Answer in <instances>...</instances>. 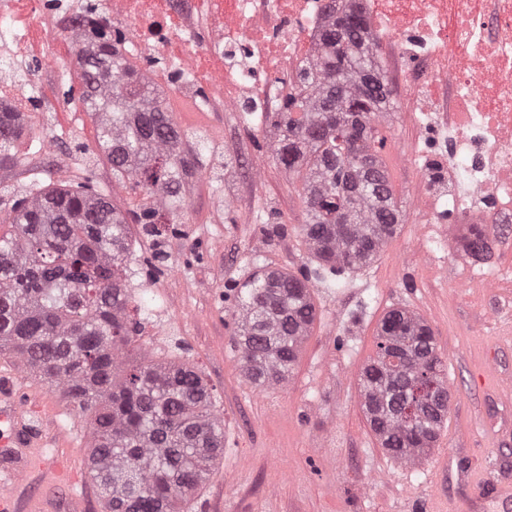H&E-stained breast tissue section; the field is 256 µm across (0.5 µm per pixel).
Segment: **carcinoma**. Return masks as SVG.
Wrapping results in <instances>:
<instances>
[{"instance_id":"obj_1","label":"carcinoma","mask_w":512,"mask_h":512,"mask_svg":"<svg viewBox=\"0 0 512 512\" xmlns=\"http://www.w3.org/2000/svg\"><path fill=\"white\" fill-rule=\"evenodd\" d=\"M319 62L293 79L265 136L288 176L302 182L300 231L316 259L299 273L255 268L224 286L233 310L231 345L258 387L292 376L317 310L312 288L332 287L371 264L403 222L381 159L388 83L369 22L352 0H335ZM125 33L92 21L74 48L80 99L98 126V151L117 181L150 203L122 210L92 174L35 181L0 194V355L61 391L88 417L89 473L104 512H195V495L223 458L224 419L203 373L184 359L135 353L144 311L129 288L132 224L161 235L182 223L175 187L199 161L192 138L160 95L134 78L115 51ZM346 101L366 110L344 112ZM12 113L0 112V164L18 160ZM493 240L468 241L477 261ZM360 397L382 448L413 463L436 447L448 420V365L427 322L397 307L380 320L376 354L362 369Z\"/></svg>"}]
</instances>
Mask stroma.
<instances>
[{
  "label": "stroma",
  "instance_id": "35a3bbf8",
  "mask_svg": "<svg viewBox=\"0 0 512 512\" xmlns=\"http://www.w3.org/2000/svg\"><path fill=\"white\" fill-rule=\"evenodd\" d=\"M380 59L392 90L393 108L382 126V153L394 194L405 215L397 233L377 258L339 288L314 290L317 318L304 339L297 365L286 384L256 388L244 375L230 345L232 319L222 295L229 279L244 278L252 265L294 272L310 255L299 232L306 218L301 185L276 164L260 129L242 127L234 113L201 112L194 104L164 95L182 130L201 138L205 162L186 187L187 212L177 235L165 242L140 239L136 254L164 248L169 265L185 269L158 287L141 292L146 307L142 347L150 359L167 356L181 344L205 375L224 417V461L198 493L203 512H472L485 498L484 512H503L490 487L468 486L459 472L472 460L487 461L491 483L512 486V446L487 444L483 409L494 391L479 393L475 369L495 358L512 375V288L486 287L482 273L505 276L499 250L482 267L452 262L462 225L448 212L417 207V193L431 189L422 166H433L439 148L424 139L419 125L404 115L416 97L436 102V125H444L448 93L410 83L411 71L396 47L382 48ZM36 131L60 134L71 158L72 179L95 165L104 189L112 187V168L97 157V129L85 112H68L48 103ZM259 174H252V163ZM407 307L431 327L448 363L451 390L448 422L436 448L419 463L390 458L372 433L361 407L359 378L374 357L380 320L394 307ZM0 379L9 382L18 405L40 400L45 424L38 435L46 455L63 456L76 487L86 493V512L102 504L87 469L88 424L59 391L0 356Z\"/></svg>",
  "mask_w": 512,
  "mask_h": 512
}]
</instances>
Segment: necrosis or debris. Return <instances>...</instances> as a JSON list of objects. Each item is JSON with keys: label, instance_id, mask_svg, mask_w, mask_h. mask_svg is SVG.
<instances>
[{"label": "necrosis or debris", "instance_id": "obj_1", "mask_svg": "<svg viewBox=\"0 0 512 512\" xmlns=\"http://www.w3.org/2000/svg\"><path fill=\"white\" fill-rule=\"evenodd\" d=\"M330 0H101L99 15L125 32L119 53L139 77L186 96L199 111L224 106L268 128L289 81L315 63ZM372 32L387 30L424 78L448 87L452 184L458 223H512V0H356ZM76 0H0V60L28 61L62 80L56 63L78 41ZM40 96L29 82H0V110L30 127Z\"/></svg>", "mask_w": 512, "mask_h": 512}]
</instances>
